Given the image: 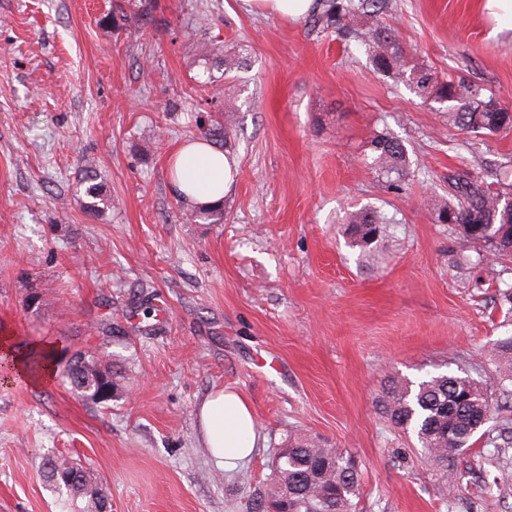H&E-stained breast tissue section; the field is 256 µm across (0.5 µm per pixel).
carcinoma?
<instances>
[{
  "label": "carcinoma",
  "mask_w": 512,
  "mask_h": 512,
  "mask_svg": "<svg viewBox=\"0 0 512 512\" xmlns=\"http://www.w3.org/2000/svg\"><path fill=\"white\" fill-rule=\"evenodd\" d=\"M322 9L314 23L325 30L340 32L344 18L359 12L366 18L363 29L354 32L360 50L373 69L401 82L418 97L436 103L448 112V125L475 137L512 131V109L506 108L486 88L465 79H440L429 69L411 65L405 58L395 29L388 23L382 0H321ZM372 166L386 175L406 173L408 151L396 138L381 133L370 142ZM88 186L84 209L100 214L112 205V199L93 177ZM453 194L434 199L430 209L439 224H446L461 237L464 244H481L486 249L492 280L501 282L495 266L512 259V186L494 185L463 172L450 182ZM188 218L224 221L223 206L191 211ZM390 220L381 211L365 208L348 218L353 243L366 247L387 231ZM498 351L502 364L497 370L500 409H512V336L501 339ZM32 372L44 364L55 362L56 352L33 346L24 354ZM60 376L84 398L103 403L97 397L102 386L114 388L108 364L94 354L80 353L70 357ZM492 400L480 383L465 377L439 374L423 380L416 388L397 380L389 381L381 409L394 426L413 433L427 461L443 471L447 486L454 488L456 458L470 439L490 419ZM46 480L66 496V500H87L89 512H102L107 492L97 474L65 455H53L44 467ZM359 495V474L355 461L334 448H325L301 436H288L278 453V460L265 493L255 512H269L271 501H283V512H355L354 498Z\"/></svg>",
  "instance_id": "carcinoma-1"
}]
</instances>
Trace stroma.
I'll list each match as a JSON object with an SVG mask.
<instances>
[{"label": "stroma", "instance_id": "stroma-1", "mask_svg": "<svg viewBox=\"0 0 512 512\" xmlns=\"http://www.w3.org/2000/svg\"><path fill=\"white\" fill-rule=\"evenodd\" d=\"M410 61L483 84L512 108V29L480 0H386ZM236 48L228 78L197 43ZM227 131L238 174L224 221L186 222L169 158ZM410 167L388 188L375 134ZM512 175V133L471 137L438 104L375 73L354 39L248 12L241 0H0V328L104 357L111 401L60 377L0 380V512H66L40 474L66 454L107 488V512H251L288 434L351 455L356 512H512V447L475 439L457 485L380 413L389 380L486 381L512 335L484 266L425 201L466 171ZM94 171L113 204L83 208ZM391 217L361 249L346 219ZM48 302L27 307L28 296ZM229 387L250 402L258 448L227 471L197 410Z\"/></svg>", "mask_w": 512, "mask_h": 512}]
</instances>
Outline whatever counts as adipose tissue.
Returning <instances> with one entry per match:
<instances>
[{"label": "adipose tissue", "instance_id": "1", "mask_svg": "<svg viewBox=\"0 0 512 512\" xmlns=\"http://www.w3.org/2000/svg\"><path fill=\"white\" fill-rule=\"evenodd\" d=\"M235 163L208 142L196 140L179 147L171 159V187L193 206L222 203L234 177ZM198 425L207 448L224 468L249 458L257 435L248 400L233 390L209 393L198 408Z\"/></svg>", "mask_w": 512, "mask_h": 512}]
</instances>
